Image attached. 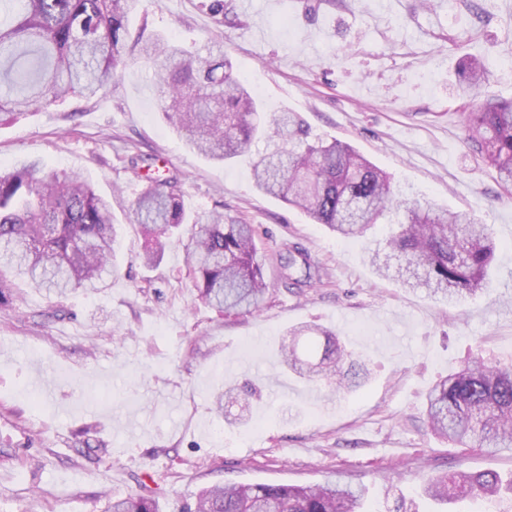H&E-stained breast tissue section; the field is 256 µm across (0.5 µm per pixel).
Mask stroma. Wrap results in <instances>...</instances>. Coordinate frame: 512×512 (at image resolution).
<instances>
[{
	"instance_id": "1",
	"label": "stroma",
	"mask_w": 512,
	"mask_h": 512,
	"mask_svg": "<svg viewBox=\"0 0 512 512\" xmlns=\"http://www.w3.org/2000/svg\"><path fill=\"white\" fill-rule=\"evenodd\" d=\"M140 0L131 35L192 50L220 37L235 74L265 113L296 112L312 135L340 140L386 171L396 192L468 211L497 251L488 289L451 305L375 273L389 233L340 238L260 192L266 144L223 164L190 150L158 111L153 68L130 60L105 94L52 103L0 125V164L39 159L78 173L110 198L120 226L118 275L64 298L18 286L0 309V512H103L112 496L150 495L161 512H192L224 483L365 487L366 512H443L422 496L445 470L512 472V454L456 448L425 418L435 382L474 351L512 364V194L467 141L455 112L462 67L489 69L479 99L512 98V0ZM180 179L193 215L252 224L268 293L252 314L224 315L198 297L186 259L190 229L158 265L125 216L144 187L130 169ZM297 245L319 271L297 290L279 254ZM336 331L370 369L334 394L284 368L289 327ZM237 388L239 404L215 397Z\"/></svg>"
}]
</instances>
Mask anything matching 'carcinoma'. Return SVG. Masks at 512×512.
<instances>
[{"instance_id":"carcinoma-1","label":"carcinoma","mask_w":512,"mask_h":512,"mask_svg":"<svg viewBox=\"0 0 512 512\" xmlns=\"http://www.w3.org/2000/svg\"><path fill=\"white\" fill-rule=\"evenodd\" d=\"M140 0H0V125L39 111L47 102L94 97L129 59L165 58L158 72L165 121L189 134L188 146L212 160L230 161L258 141L272 150L254 167L256 187L303 210L339 237L364 235L386 219L396 229L385 245L403 258L417 281L450 303L482 291L496 243L487 225L436 204L396 197L391 177L347 144L311 136L295 112L266 121L253 91L222 50L207 56L164 39L128 38L129 16ZM483 62L469 59L458 98L485 80ZM468 140L497 181L512 190V99L489 101L465 113ZM146 240L144 259L156 262L166 245L194 224L188 265L206 303L228 313L251 314L268 289L252 225L212 213L194 219L181 203L175 176L148 177L128 215ZM118 246L110 202L74 173L44 168L37 159L0 168V308L13 288L52 289L58 295L101 287L115 275ZM291 285L318 278L307 252L288 248ZM280 352L289 369L318 377L338 392L368 378L336 333L312 326L288 330ZM426 416L434 435L462 448L512 451V366L489 365L475 355L431 388ZM512 494V475L452 473L431 477L425 496L446 504ZM365 490L339 483L318 486L215 485L202 490L194 512H360ZM104 512H160L145 495L112 498Z\"/></svg>"}]
</instances>
